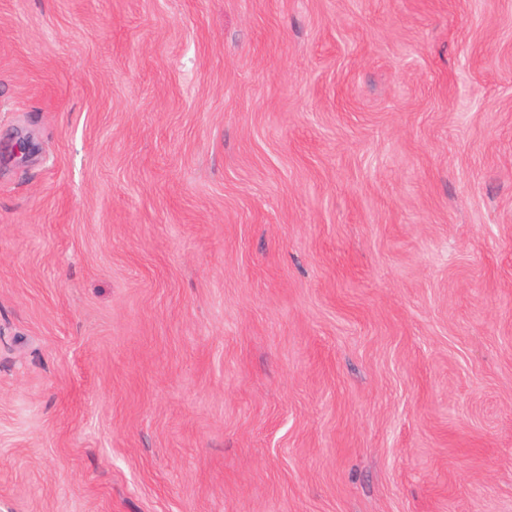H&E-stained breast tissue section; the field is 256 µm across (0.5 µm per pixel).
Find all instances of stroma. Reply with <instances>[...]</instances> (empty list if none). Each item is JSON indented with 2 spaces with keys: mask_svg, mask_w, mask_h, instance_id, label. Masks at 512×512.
Masks as SVG:
<instances>
[{
  "mask_svg": "<svg viewBox=\"0 0 512 512\" xmlns=\"http://www.w3.org/2000/svg\"><path fill=\"white\" fill-rule=\"evenodd\" d=\"M0 512H512V0H0Z\"/></svg>",
  "mask_w": 512,
  "mask_h": 512,
  "instance_id": "1",
  "label": "stroma"
}]
</instances>
